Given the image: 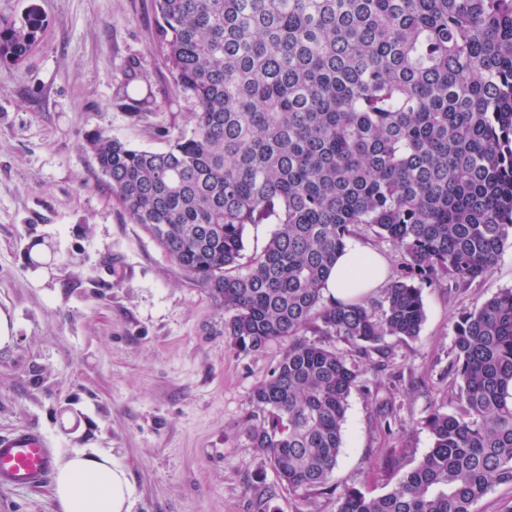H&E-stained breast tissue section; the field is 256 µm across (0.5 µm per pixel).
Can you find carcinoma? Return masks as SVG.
I'll return each mask as SVG.
<instances>
[{
	"instance_id": "carcinoma-1",
	"label": "carcinoma",
	"mask_w": 512,
	"mask_h": 512,
	"mask_svg": "<svg viewBox=\"0 0 512 512\" xmlns=\"http://www.w3.org/2000/svg\"><path fill=\"white\" fill-rule=\"evenodd\" d=\"M195 127L164 151L96 134L122 208L224 308L243 352L287 346L251 400L252 447L301 496L325 486L362 373L306 339L314 321L360 350L413 339L420 289L489 274L512 239V0H154ZM40 18L0 24L23 58ZM274 224L245 256L248 226ZM363 226L403 255L378 298H324ZM456 409L392 491L337 512H474L512 484V289L456 324Z\"/></svg>"
}]
</instances>
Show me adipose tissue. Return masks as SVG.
<instances>
[{
	"instance_id": "obj_1",
	"label": "adipose tissue",
	"mask_w": 512,
	"mask_h": 512,
	"mask_svg": "<svg viewBox=\"0 0 512 512\" xmlns=\"http://www.w3.org/2000/svg\"><path fill=\"white\" fill-rule=\"evenodd\" d=\"M387 267L380 254L347 242L328 281L330 297L346 301L377 288ZM53 497L60 512H132L134 488L124 467L109 454L78 452L60 463Z\"/></svg>"
}]
</instances>
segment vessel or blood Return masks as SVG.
Segmentation results:
<instances>
[{"label": "vessel or blood", "instance_id": "b4317fda", "mask_svg": "<svg viewBox=\"0 0 512 512\" xmlns=\"http://www.w3.org/2000/svg\"><path fill=\"white\" fill-rule=\"evenodd\" d=\"M55 453L41 432L19 428L0 434V486L27 488L50 480Z\"/></svg>", "mask_w": 512, "mask_h": 512}]
</instances>
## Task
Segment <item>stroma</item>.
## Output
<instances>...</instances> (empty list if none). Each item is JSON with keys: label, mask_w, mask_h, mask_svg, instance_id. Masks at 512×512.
Masks as SVG:
<instances>
[{"label": "stroma", "mask_w": 512, "mask_h": 512, "mask_svg": "<svg viewBox=\"0 0 512 512\" xmlns=\"http://www.w3.org/2000/svg\"><path fill=\"white\" fill-rule=\"evenodd\" d=\"M37 13L32 51L0 61V432L34 427L57 459L105 452L126 467L133 512H336L341 491L393 490L432 447L423 421L453 411L455 325L512 289V242L466 284L415 279L412 339L359 351L309 340L364 370L326 489L298 496L248 437L251 391L282 345L238 350L224 310L123 210L88 145L103 133L166 149L197 110L157 39L154 0H0V23ZM49 248L37 274L34 243ZM0 512H58L51 486L0 487Z\"/></svg>", "instance_id": "35a3bbf8"}]
</instances>
